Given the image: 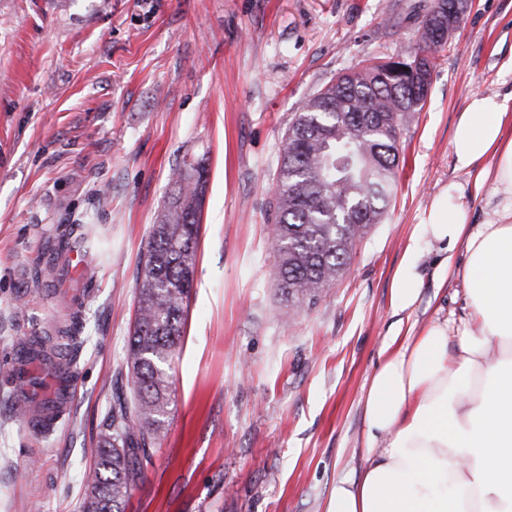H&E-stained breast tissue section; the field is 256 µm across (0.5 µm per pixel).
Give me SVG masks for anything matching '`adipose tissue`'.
I'll list each match as a JSON object with an SVG mask.
<instances>
[{"label":"adipose tissue","mask_w":512,"mask_h":512,"mask_svg":"<svg viewBox=\"0 0 512 512\" xmlns=\"http://www.w3.org/2000/svg\"><path fill=\"white\" fill-rule=\"evenodd\" d=\"M511 121L506 102L476 95L453 134L458 167L493 185L496 220L474 224L467 207L439 201L415 232L444 247L436 276L464 284L474 319L459 352L440 323L387 352L364 398L373 457L337 482L326 512H512Z\"/></svg>","instance_id":"obj_1"}]
</instances>
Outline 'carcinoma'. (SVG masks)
Masks as SVG:
<instances>
[{
  "mask_svg": "<svg viewBox=\"0 0 512 512\" xmlns=\"http://www.w3.org/2000/svg\"><path fill=\"white\" fill-rule=\"evenodd\" d=\"M454 0L414 5L429 19ZM441 46L422 32L402 57L405 70L386 64L348 70L307 100L285 137L273 225L282 315L315 305L348 270L350 256L392 196L402 131L423 103L414 96L412 57ZM204 167L174 169L172 193L158 212L138 262L137 316L129 336L127 369L133 401L113 396L100 431L97 461L84 475L90 490L83 512H125L143 478L146 450L165 433L173 388L169 362L184 333L200 232ZM78 324L58 329L51 351H70Z\"/></svg>",
  "mask_w": 512,
  "mask_h": 512,
  "instance_id": "obj_1",
  "label": "carcinoma"
}]
</instances>
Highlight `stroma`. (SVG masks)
Listing matches in <instances>:
<instances>
[{"label": "stroma", "mask_w": 512, "mask_h": 512, "mask_svg": "<svg viewBox=\"0 0 512 512\" xmlns=\"http://www.w3.org/2000/svg\"><path fill=\"white\" fill-rule=\"evenodd\" d=\"M412 0H0V512H81L114 388L126 366L138 261L183 162L206 188L174 398L126 512H325L368 458L363 399L384 341L471 316L461 281L439 282V244L414 241L430 205L488 220L491 188L458 168L454 127L475 95L512 105V0H472L435 54L425 105L401 137L384 223L342 279L283 319L272 248L285 135L299 107L366 59L405 51ZM103 240L86 285L33 275L61 225ZM423 255L415 305L393 283ZM80 312L75 396L31 433L8 367L18 347Z\"/></svg>", "instance_id": "obj_1"}]
</instances>
